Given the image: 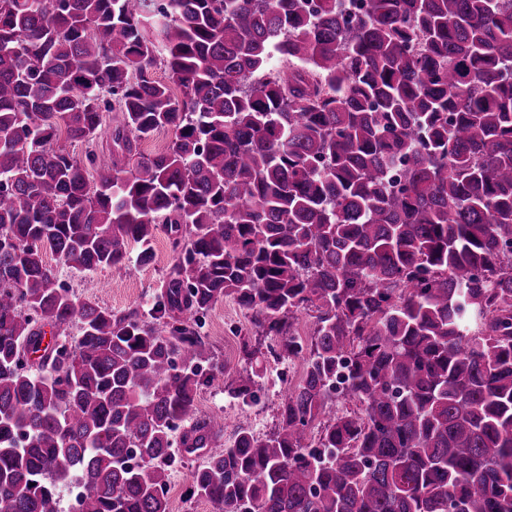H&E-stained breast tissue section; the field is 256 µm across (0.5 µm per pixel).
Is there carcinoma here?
<instances>
[{
    "label": "carcinoma",
    "mask_w": 512,
    "mask_h": 512,
    "mask_svg": "<svg viewBox=\"0 0 512 512\" xmlns=\"http://www.w3.org/2000/svg\"><path fill=\"white\" fill-rule=\"evenodd\" d=\"M343 12L0 0V512L74 482L76 512H171L178 448L217 512H512V0ZM160 231L148 306L58 284L153 263ZM226 298L269 340L232 398L259 356L303 368L227 442L195 410Z\"/></svg>",
    "instance_id": "cac0c4a2"
}]
</instances>
